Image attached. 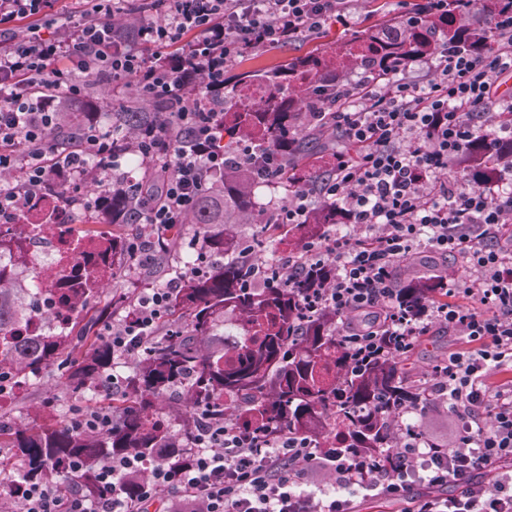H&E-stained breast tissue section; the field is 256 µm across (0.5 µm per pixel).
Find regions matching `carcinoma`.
Masks as SVG:
<instances>
[{
  "label": "carcinoma",
  "mask_w": 512,
  "mask_h": 512,
  "mask_svg": "<svg viewBox=\"0 0 512 512\" xmlns=\"http://www.w3.org/2000/svg\"><path fill=\"white\" fill-rule=\"evenodd\" d=\"M462 18L455 0H448V18H427L418 26H407L390 13L382 26L394 34L367 33L343 49L342 58L353 63L370 85L388 82L410 58L434 54L444 45L462 41L483 46L486 28L462 32ZM338 71L336 63L310 53L279 69L240 86L224 87V174L217 188L202 196L187 223L195 226L200 244L224 263L210 275L189 281L174 294L173 306L189 311L191 330H175L154 338L136 364L125 396L138 402L122 424L104 435L81 433L64 425L30 432L23 426L8 436V447L20 464L17 479L26 483L54 477L51 464L75 461L80 469L68 476L74 485L90 494L102 464L116 456L137 453L152 458L160 448H176L175 427L159 423L150 415L154 399L190 382L186 388L185 414L200 403L254 426L255 438L266 441L275 433L307 438L324 448L336 442L340 448L360 452L372 462L390 459L394 447L391 415L397 411L419 414L428 398L406 376L401 361L380 357L356 362L341 343L336 315L319 314L303 323L298 340L288 336L299 323L300 291L327 278L331 270L313 267L292 288H267L252 294L242 286L243 272L262 269L266 262L255 257L250 264L228 253L239 246L224 236V225L238 224L257 202L251 195L254 172L237 165L239 143L251 132L255 152L278 149L292 158L286 180L292 188L310 182L320 173L303 159L307 142L297 131L307 128L317 135L329 124L330 115L348 93L345 83L327 78ZM250 86H264L269 93L260 98L242 95ZM174 112L168 101L157 100L153 111L143 112L135 104L112 113V128L137 127ZM460 162L473 181L489 184L497 180L496 160L476 141L460 155ZM311 222L324 234L342 223L336 205L320 204ZM435 274L428 272L400 285L399 303L414 311L421 301L438 293ZM244 319L234 324L240 345L225 357L224 347L213 339L224 335L230 314ZM26 315L21 306L0 303V332ZM69 341L67 336L49 335L41 342L24 341L11 350L0 348V368L18 373L34 371L39 363L50 365ZM93 356L80 373L69 378L70 387L83 394L85 380L107 376L112 370V351L98 337H91ZM240 395L250 401L244 412L224 408V398Z\"/></svg>",
  "instance_id": "obj_1"
}]
</instances>
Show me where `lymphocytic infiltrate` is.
Segmentation results:
<instances>
[{"label":"lymphocytic infiltrate","instance_id":"lymphocytic-infiltrate-1","mask_svg":"<svg viewBox=\"0 0 512 512\" xmlns=\"http://www.w3.org/2000/svg\"><path fill=\"white\" fill-rule=\"evenodd\" d=\"M51 0H0V171L21 169L27 187L64 186L73 170L115 154H134L149 179L127 181L134 221L169 229L185 223L201 195L224 171V74L248 50L286 44L331 21L350 25L349 0H154L152 18L135 31L115 22V0H95L96 20L55 30L52 37L13 34L29 17L44 16ZM492 42L480 50L454 44L420 56L384 86L343 103L335 130L351 146L318 180L295 191L276 211L280 224H306L318 201L336 203L353 232L308 240L300 257L272 274L273 288L292 286L305 266H330L332 276L303 298L307 312L373 315L372 325L347 327L349 352L400 356L418 337L442 326L462 347L433 365L423 382L446 400L457 420L455 444L422 433L399 437L389 463L340 448L283 437L258 444L247 431L203 412L184 459L168 449L155 459L132 454L103 465L88 494L64 480L14 482L6 498L17 512H144L166 495L186 512H351L350 495L405 496L415 481L455 485L457 494L424 496L412 512H512V469L492 482L475 471L512 462V384L490 383L493 370L512 366V168L495 187L459 173L457 159L474 140L512 139V125H490L494 109L512 111L499 89L512 78V6L490 19ZM195 42H187V35ZM160 54L146 62L139 46ZM171 102L174 122L148 123L135 139L113 142L96 120L73 129L78 145L58 149L57 94L79 100L75 73ZM200 81L205 96L188 94ZM427 249L456 257L463 276L444 281L442 294L417 312L398 309L402 263ZM187 280L176 274L149 302H137L121 325L107 327L114 358L143 351ZM330 484L317 482L320 474Z\"/></svg>","mask_w":512,"mask_h":512}]
</instances>
